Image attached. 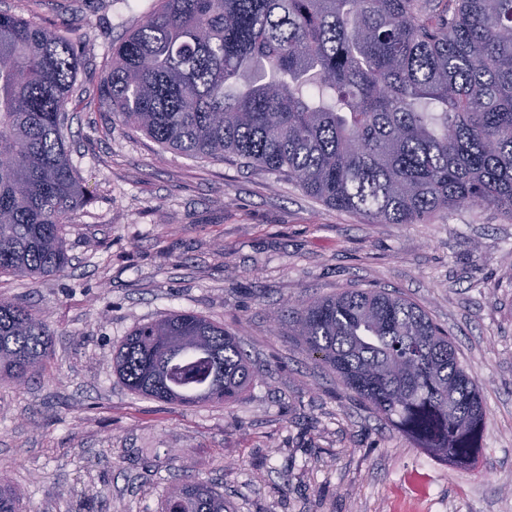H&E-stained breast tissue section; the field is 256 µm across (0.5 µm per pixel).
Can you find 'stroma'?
<instances>
[{"mask_svg": "<svg viewBox=\"0 0 512 512\" xmlns=\"http://www.w3.org/2000/svg\"><path fill=\"white\" fill-rule=\"evenodd\" d=\"M155 0H0L87 44L82 88ZM107 112L70 113L89 202L65 230L67 270L0 275L46 312L45 371L0 387V476L24 512H161L177 474L233 512H512V220L461 206L426 224H368L283 175L162 150ZM383 287L452 338L486 409L470 465L379 422L314 360L286 303ZM193 311L237 334L259 377L228 405L132 394L112 354L139 324Z\"/></svg>", "mask_w": 512, "mask_h": 512, "instance_id": "stroma-1", "label": "stroma"}]
</instances>
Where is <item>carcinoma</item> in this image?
I'll use <instances>...</instances> for the list:
<instances>
[{
    "mask_svg": "<svg viewBox=\"0 0 512 512\" xmlns=\"http://www.w3.org/2000/svg\"><path fill=\"white\" fill-rule=\"evenodd\" d=\"M83 43L0 11V274L59 275L87 200L63 134L95 108L164 150L280 172L370 224L451 208L512 220V0H157L112 45L105 81L76 88ZM343 388L418 447L464 463L485 407L447 332L412 300L348 289L286 308ZM45 315L0 298V386L44 368ZM132 393L229 404L259 371L239 337L188 312L136 326L112 354ZM0 477V512H20ZM163 512H230L202 480Z\"/></svg>",
    "mask_w": 512,
    "mask_h": 512,
    "instance_id": "1",
    "label": "carcinoma"
}]
</instances>
